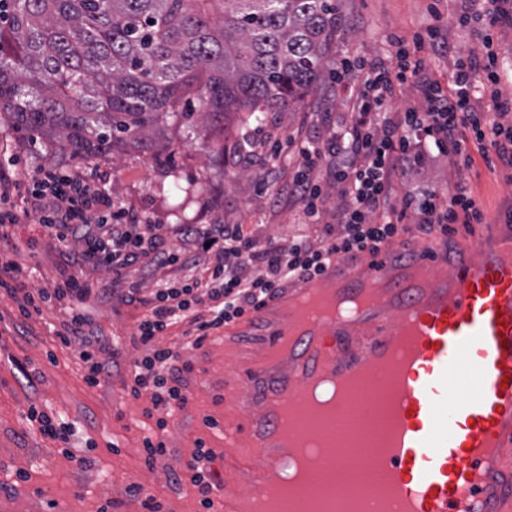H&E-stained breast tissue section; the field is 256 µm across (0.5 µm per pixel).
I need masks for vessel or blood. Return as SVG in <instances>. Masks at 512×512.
<instances>
[{
	"label": "vessel or blood",
	"instance_id": "b4317fda",
	"mask_svg": "<svg viewBox=\"0 0 512 512\" xmlns=\"http://www.w3.org/2000/svg\"><path fill=\"white\" fill-rule=\"evenodd\" d=\"M420 261L450 262L453 296H399L396 313L363 335L338 328L304 339L300 371L276 378L248 368L252 401L296 396L306 374L360 376L376 395L381 372L395 393L393 428L379 459L406 512H512V263L460 243L420 242ZM392 251L331 260L322 275L350 283L361 268L396 265Z\"/></svg>",
	"mask_w": 512,
	"mask_h": 512
}]
</instances>
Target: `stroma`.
Instances as JSON below:
<instances>
[{
  "instance_id": "obj_1",
  "label": "stroma",
  "mask_w": 512,
  "mask_h": 512,
  "mask_svg": "<svg viewBox=\"0 0 512 512\" xmlns=\"http://www.w3.org/2000/svg\"><path fill=\"white\" fill-rule=\"evenodd\" d=\"M333 2L336 33L327 49L325 71L293 111L267 113L261 124L250 127L244 124V113L233 112L220 133L196 122L166 121L156 141L166 146L169 156L160 161L135 149L75 159L43 139L12 129L0 116V154L14 156L21 170L39 164L82 170L104 181L114 204L132 208L154 224L220 220L251 225L283 245L302 237L318 242L321 225L306 223L301 208L274 201L257 193L256 187L266 178L272 146H279L291 168H298L304 163L299 141L325 140L346 121L351 107L336 90L341 62L366 57L394 63L395 39L410 43L434 29L439 40L454 44L456 53L432 55L426 75L447 90L455 61L484 51L480 28L455 24L461 0ZM245 128L255 141L247 157L235 147ZM471 157L466 164L450 155L433 154L422 181L440 188L460 181L470 188L487 221L469 230L458 228L457 233L477 241L490 232L491 218L512 208V175L487 166L479 152ZM73 252L70 246L41 244L22 251L28 287L52 290ZM84 274L101 290L87 311L108 342L114 370L112 380L97 387L84 380L78 345H63L55 334L63 310L48 307L42 315L23 320L16 302L0 293V512H102L107 506L112 512H146L144 496L130 492L134 483L161 504V512H204L196 488L174 480L175 471L200 441L217 453L213 467L219 487L232 494L237 512H247L252 490L241 481L238 469L259 465L261 459L248 449L225 447L221 425L231 416L232 400L247 389L236 360L265 343L264 325L256 324L229 348L219 332L195 348L182 346L181 328L170 331L166 343L181 344V359L191 363L193 371L187 377L186 409L160 431L145 414L148 396L133 397L123 384L129 367L145 353L144 347L131 341L144 307L108 294L111 272L88 268ZM32 406L75 425L72 455L59 453L57 443L41 434L39 423L28 421ZM148 435L167 448L150 464L143 450Z\"/></svg>"
}]
</instances>
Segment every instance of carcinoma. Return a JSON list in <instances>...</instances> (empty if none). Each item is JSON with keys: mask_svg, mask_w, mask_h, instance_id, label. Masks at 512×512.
Wrapping results in <instances>:
<instances>
[{"mask_svg": "<svg viewBox=\"0 0 512 512\" xmlns=\"http://www.w3.org/2000/svg\"><path fill=\"white\" fill-rule=\"evenodd\" d=\"M335 32L329 0H0V113L74 158L155 159L163 117L221 132L298 102Z\"/></svg>", "mask_w": 512, "mask_h": 512, "instance_id": "carcinoma-1", "label": "carcinoma"}]
</instances>
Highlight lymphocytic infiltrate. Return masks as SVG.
Returning <instances> with one entry per match:
<instances>
[{"mask_svg":"<svg viewBox=\"0 0 512 512\" xmlns=\"http://www.w3.org/2000/svg\"><path fill=\"white\" fill-rule=\"evenodd\" d=\"M456 22L461 27L481 24L485 51L457 66L450 93L429 82L420 106L390 111L397 87L421 78L427 69L425 39L416 37L413 44H400L395 66L370 59L343 64L336 83L352 105L350 120L328 139L305 143V163L288 181L280 179V155L271 154L267 190L299 206L309 222L327 212L322 180L339 189L342 202L331 212L333 222L326 225L320 243L301 238L285 246L273 239L261 244L245 224L165 228L114 207L104 186L87 174L42 165L29 171L26 196L17 206L12 199L19 181L0 163V289L15 299L27 319L42 315L48 302L62 305L65 317L56 335L64 344L79 345L88 366L85 381L96 386L111 378L112 368L102 357L107 345L84 307L96 286L79 272L86 267L110 271L122 287V300L146 307L134 340L147 353L133 364L130 391L136 397L148 394L147 416L155 417L157 429H166L169 418L189 403L184 375L190 367L181 363L176 347L157 345L159 336L180 325L194 346H201L214 331L255 311L290 280L320 273L330 257L378 255L402 231L417 237L447 234L455 224L467 228L485 222L479 201L462 183L449 193L419 187L401 199L392 197L394 179L420 175L432 148L463 157L472 144L481 153H494L512 170V95L499 89L502 75L493 49L497 30L512 27V0H469ZM353 69L361 74L355 82L346 78ZM478 82L491 90L484 106L473 94ZM320 169L325 179H318ZM32 217L51 245L76 247L70 268L61 271L50 293L28 291L27 268L8 242L9 228ZM136 266L168 268L176 275L144 300L139 288L126 282L129 269ZM215 459L214 449L197 442L174 474L175 480L197 488L207 512L217 487Z\"/></svg>","mask_w":512,"mask_h":512,"instance_id":"1","label":"lymphocytic infiltrate"}]
</instances>
